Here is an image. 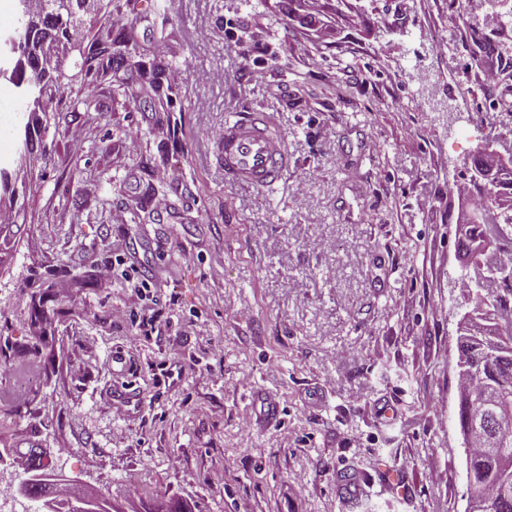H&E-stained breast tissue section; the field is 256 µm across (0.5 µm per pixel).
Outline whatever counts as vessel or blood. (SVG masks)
<instances>
[{
  "mask_svg": "<svg viewBox=\"0 0 512 512\" xmlns=\"http://www.w3.org/2000/svg\"><path fill=\"white\" fill-rule=\"evenodd\" d=\"M230 183L264 188L280 180L291 165L283 136L267 113L247 112L227 120L217 139Z\"/></svg>",
  "mask_w": 512,
  "mask_h": 512,
  "instance_id": "b4317fda",
  "label": "vessel or blood"
}]
</instances>
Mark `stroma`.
Wrapping results in <instances>:
<instances>
[{
  "instance_id": "1",
  "label": "stroma",
  "mask_w": 512,
  "mask_h": 512,
  "mask_svg": "<svg viewBox=\"0 0 512 512\" xmlns=\"http://www.w3.org/2000/svg\"><path fill=\"white\" fill-rule=\"evenodd\" d=\"M80 33L49 111L0 81V448L50 449L131 512H466L456 230L478 197L448 184L512 154V0H104ZM98 44L131 66L84 65ZM254 109L294 160L265 190L214 149Z\"/></svg>"
}]
</instances>
